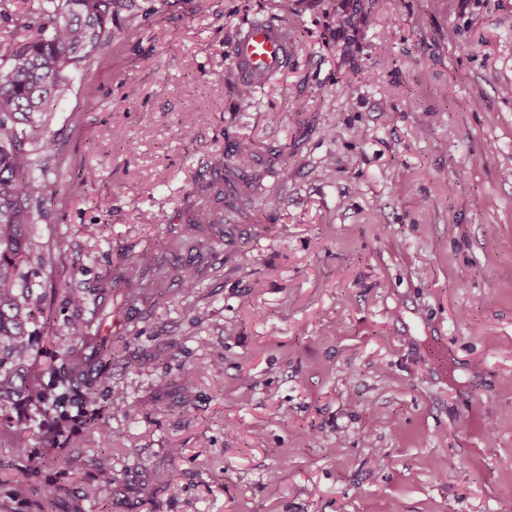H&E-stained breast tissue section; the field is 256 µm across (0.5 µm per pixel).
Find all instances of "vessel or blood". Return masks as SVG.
I'll use <instances>...</instances> for the list:
<instances>
[{
    "mask_svg": "<svg viewBox=\"0 0 512 512\" xmlns=\"http://www.w3.org/2000/svg\"><path fill=\"white\" fill-rule=\"evenodd\" d=\"M291 52L287 28L263 19L239 31L230 56L238 80L257 86L287 67Z\"/></svg>",
    "mask_w": 512,
    "mask_h": 512,
    "instance_id": "obj_1",
    "label": "vessel or blood"
}]
</instances>
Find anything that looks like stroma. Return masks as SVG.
<instances>
[{
	"instance_id": "obj_1",
	"label": "stroma",
	"mask_w": 512,
	"mask_h": 512,
	"mask_svg": "<svg viewBox=\"0 0 512 512\" xmlns=\"http://www.w3.org/2000/svg\"><path fill=\"white\" fill-rule=\"evenodd\" d=\"M38 9L12 0L0 42ZM255 18L292 54L244 99L225 48ZM69 75L31 143L32 384L78 318L68 293L154 238L160 300L112 299L108 472L80 425L36 428L55 463L29 470L12 426L42 414L13 407L0 512L50 489L53 512H512V0H131ZM242 140L251 223L189 240L186 193ZM187 257L207 268L190 300Z\"/></svg>"
}]
</instances>
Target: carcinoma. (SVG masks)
<instances>
[{
    "instance_id": "obj_1",
    "label": "carcinoma",
    "mask_w": 512,
    "mask_h": 512,
    "mask_svg": "<svg viewBox=\"0 0 512 512\" xmlns=\"http://www.w3.org/2000/svg\"><path fill=\"white\" fill-rule=\"evenodd\" d=\"M120 0H39L37 35L0 49V411L16 401L37 396L34 404L44 412L67 413V396L81 391L95 405L84 417L85 428L105 445L98 447L95 467L109 468L112 439L107 431V399L92 388L112 363V343L100 336L101 322L110 314L113 276L107 273L96 287L70 293L67 303L80 313L70 326L69 337L59 342L60 363L48 368L53 383L27 386L22 372L36 355V337L30 331L34 313L42 301L33 288L19 287L21 263L39 250L27 233L34 223L46 194V184L35 175L36 162L28 145L40 127L42 114L51 103L71 93L67 71L93 54L112 31V13ZM257 146L252 141L239 144L232 166L225 169L224 182L196 187L187 195L184 211L186 229L197 237L220 223L219 212L199 205L192 197H206L218 203L224 197L253 190L237 181V170L254 161ZM158 254L144 247L128 259L122 275L124 298L140 300L152 287L147 274ZM203 265L185 268L181 273L183 294L191 298L204 277Z\"/></svg>"
}]
</instances>
